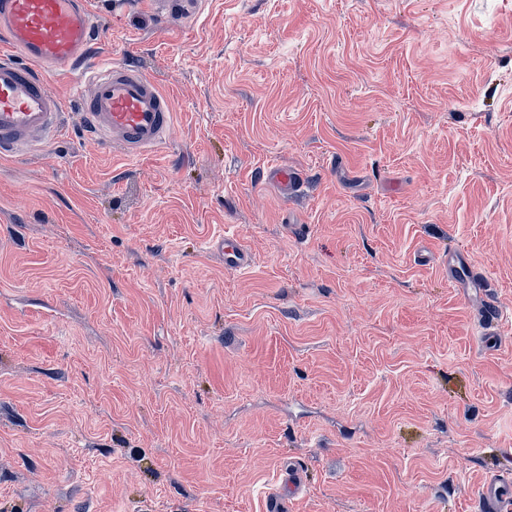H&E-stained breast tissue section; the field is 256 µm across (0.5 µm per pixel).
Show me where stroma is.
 <instances>
[{"instance_id": "stroma-1", "label": "stroma", "mask_w": 512, "mask_h": 512, "mask_svg": "<svg viewBox=\"0 0 512 512\" xmlns=\"http://www.w3.org/2000/svg\"><path fill=\"white\" fill-rule=\"evenodd\" d=\"M91 7L174 127L109 152L57 74L62 135L0 160V512H264L290 463L294 512H473L512 472V0ZM154 13L166 20L195 19L204 10V0H151ZM262 177L265 181L274 184L286 194H288V191L294 192L300 188L299 176L286 167H270L266 169L265 173H262ZM216 249L223 254L226 268L243 270L250 268L254 262L250 250L235 236H224L217 242ZM448 277L455 283L470 302H477L484 309L487 328L497 320V311L489 298V284L484 275L474 271L462 259L448 260ZM491 304L493 306H491Z\"/></svg>"}]
</instances>
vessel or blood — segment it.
<instances>
[{"label": "vessel or blood", "instance_id": "obj_1", "mask_svg": "<svg viewBox=\"0 0 512 512\" xmlns=\"http://www.w3.org/2000/svg\"><path fill=\"white\" fill-rule=\"evenodd\" d=\"M204 7L205 0H151L154 13L166 20L197 18ZM97 26L90 0H0L1 158L41 147L59 134L64 103L47 90L48 72L72 75L78 86L89 83L81 103L87 126L100 144L135 159L166 142L174 124V104L155 79L126 61L82 72ZM265 177L284 192L300 187L299 176L285 167H270ZM216 248L227 268L243 270L254 262L237 237H224ZM448 276L469 301L482 306L487 322H495L497 311L484 275L468 262L452 259ZM304 487L302 472L286 469L279 488L267 499L266 512H290ZM477 507L479 512H512V480L487 476Z\"/></svg>", "mask_w": 512, "mask_h": 512}]
</instances>
